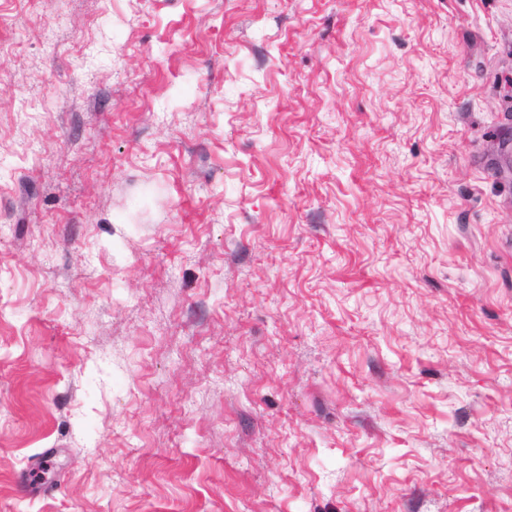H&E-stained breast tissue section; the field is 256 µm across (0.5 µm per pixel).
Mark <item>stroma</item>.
Instances as JSON below:
<instances>
[{"instance_id": "1", "label": "stroma", "mask_w": 512, "mask_h": 512, "mask_svg": "<svg viewBox=\"0 0 512 512\" xmlns=\"http://www.w3.org/2000/svg\"><path fill=\"white\" fill-rule=\"evenodd\" d=\"M0 512H512V0H0Z\"/></svg>"}]
</instances>
